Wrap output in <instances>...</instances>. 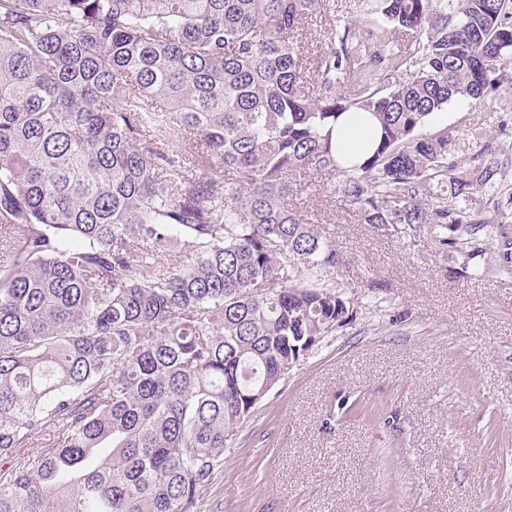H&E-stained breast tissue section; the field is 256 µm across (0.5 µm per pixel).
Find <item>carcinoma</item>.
Listing matches in <instances>:
<instances>
[{
	"label": "carcinoma",
	"mask_w": 512,
	"mask_h": 512,
	"mask_svg": "<svg viewBox=\"0 0 512 512\" xmlns=\"http://www.w3.org/2000/svg\"><path fill=\"white\" fill-rule=\"evenodd\" d=\"M317 8L0 0V512H200L292 345L352 315L336 249L286 203L308 170L464 269L486 231L512 271L502 148L463 169L452 132H423L512 85V0H375L328 33L310 100L291 32ZM346 112L378 123L360 163L336 153Z\"/></svg>",
	"instance_id": "carcinoma-1"
}]
</instances>
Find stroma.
Instances as JSON below:
<instances>
[{
	"label": "stroma",
	"instance_id": "1",
	"mask_svg": "<svg viewBox=\"0 0 512 512\" xmlns=\"http://www.w3.org/2000/svg\"><path fill=\"white\" fill-rule=\"evenodd\" d=\"M323 2L293 33L310 58L370 6ZM445 128L461 167L491 140L512 159V87L451 102L425 130ZM312 180L288 205L335 246L329 282L353 316L234 430L201 512H512V275L497 242L462 269L428 233L388 235Z\"/></svg>",
	"mask_w": 512,
	"mask_h": 512
}]
</instances>
